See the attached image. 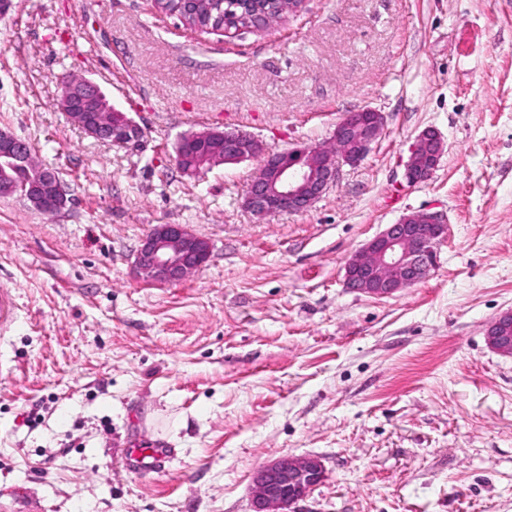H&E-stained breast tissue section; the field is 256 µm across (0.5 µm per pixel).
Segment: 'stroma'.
<instances>
[{
    "mask_svg": "<svg viewBox=\"0 0 512 512\" xmlns=\"http://www.w3.org/2000/svg\"><path fill=\"white\" fill-rule=\"evenodd\" d=\"M74 77L139 147L67 120ZM363 108L380 136L301 213L244 209L261 158L176 166L189 132L329 146ZM0 128L70 198L47 214L0 196V512H252L254 472L286 454L324 465L297 512H512V358L485 340L512 309V0H304L234 34L154 0H13ZM429 128L445 153L409 182ZM422 209L448 224L430 275L390 298L345 288L350 256ZM159 224L210 244L182 282L135 270ZM155 439L167 469L127 471ZM57 103L68 120L88 137L122 147L139 144L141 130L138 125L127 113L112 107L94 80L80 77L64 81ZM102 108L112 110V121L100 123L96 119V112Z\"/></svg>",
    "mask_w": 512,
    "mask_h": 512,
    "instance_id": "35a3bbf8",
    "label": "stroma"
}]
</instances>
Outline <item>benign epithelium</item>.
<instances>
[{
    "label": "benign epithelium",
    "instance_id": "obj_1",
    "mask_svg": "<svg viewBox=\"0 0 512 512\" xmlns=\"http://www.w3.org/2000/svg\"><path fill=\"white\" fill-rule=\"evenodd\" d=\"M304 0H272L274 7L248 15L237 31L281 20ZM59 110L88 137L111 145L134 147L141 130L127 113L112 107L100 86L86 77L61 84ZM106 108L112 121L99 122L95 114ZM384 127L383 114L364 108L337 124L333 146H305L285 152H267L251 133L212 128L188 135L195 151L176 149V165L184 175L195 176L204 167L238 164L263 156L259 174L251 181L243 206L263 218L308 210L334 186L343 164L354 166L370 151ZM445 149L439 134L418 135L407 165L412 182L427 179L437 168ZM18 195L36 209L57 213L69 197L58 174L32 160L29 143L0 128V196ZM448 237V224L437 211L419 210L386 227L356 251L345 264L344 286L375 298L393 296L425 280L433 269L437 251ZM210 244L184 224H158L142 240L135 267L145 280L174 284L207 262ZM494 352L512 358V310L493 319L485 332ZM324 468L311 456L286 455L260 467L253 475V512H290L321 482Z\"/></svg>",
    "mask_w": 512,
    "mask_h": 512
}]
</instances>
